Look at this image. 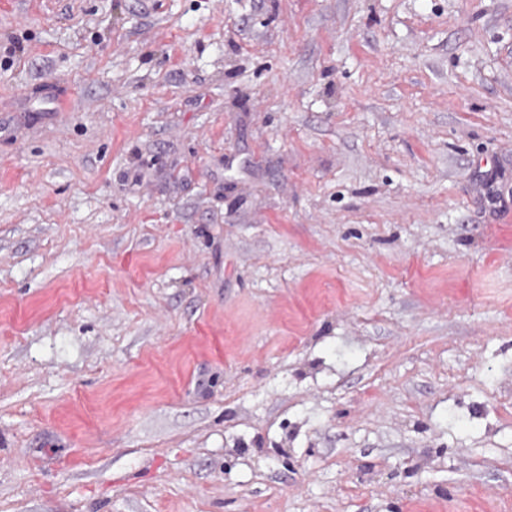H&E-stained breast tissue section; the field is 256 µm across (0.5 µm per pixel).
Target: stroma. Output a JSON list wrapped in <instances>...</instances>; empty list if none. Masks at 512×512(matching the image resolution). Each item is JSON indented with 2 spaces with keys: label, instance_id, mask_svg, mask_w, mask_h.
Instances as JSON below:
<instances>
[{
  "label": "stroma",
  "instance_id": "1",
  "mask_svg": "<svg viewBox=\"0 0 512 512\" xmlns=\"http://www.w3.org/2000/svg\"><path fill=\"white\" fill-rule=\"evenodd\" d=\"M1 116L0 512H512V0H0Z\"/></svg>",
  "mask_w": 512,
  "mask_h": 512
}]
</instances>
